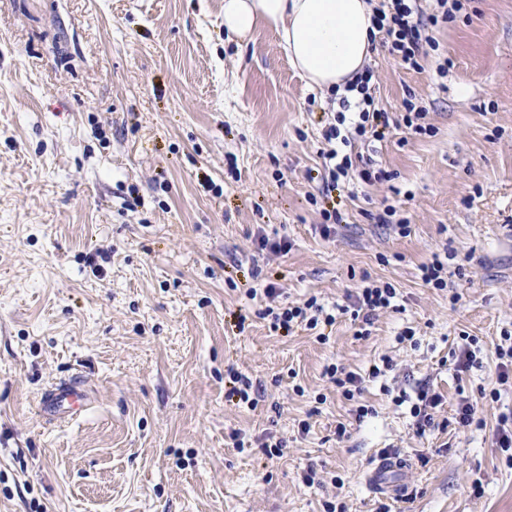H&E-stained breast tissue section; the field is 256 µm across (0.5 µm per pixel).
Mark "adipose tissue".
Wrapping results in <instances>:
<instances>
[{
    "mask_svg": "<svg viewBox=\"0 0 512 512\" xmlns=\"http://www.w3.org/2000/svg\"><path fill=\"white\" fill-rule=\"evenodd\" d=\"M369 0H224V31L237 46L261 28L277 32L288 58L321 92L344 89L367 64L377 31Z\"/></svg>",
    "mask_w": 512,
    "mask_h": 512,
    "instance_id": "obj_1",
    "label": "adipose tissue"
}]
</instances>
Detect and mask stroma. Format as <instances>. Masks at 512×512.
Instances as JSON below:
<instances>
[{
	"mask_svg": "<svg viewBox=\"0 0 512 512\" xmlns=\"http://www.w3.org/2000/svg\"><path fill=\"white\" fill-rule=\"evenodd\" d=\"M462 2L420 69L374 43L391 126L372 157L392 178L353 169L328 196L339 105L273 30L227 43L224 0H0V512H512L495 354L512 333V0ZM408 97L432 133L405 127ZM389 208L408 235L379 223ZM436 254L444 290L422 280ZM366 278L397 298L359 339L339 309ZM271 286L335 324L271 328ZM332 364L365 376L356 401ZM236 372L254 404L231 397ZM76 373L89 410L44 423L41 393ZM482 388L501 394L484 426L457 428ZM423 389L446 430L417 432ZM386 455L404 460L399 501L366 481Z\"/></svg>",
	"mask_w": 512,
	"mask_h": 512,
	"instance_id": "35a3bbf8",
	"label": "stroma"
}]
</instances>
